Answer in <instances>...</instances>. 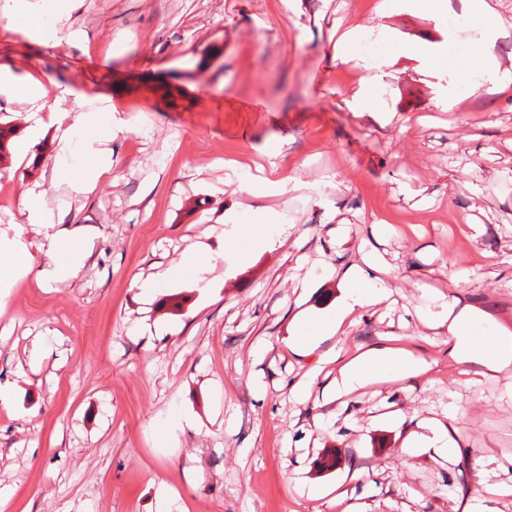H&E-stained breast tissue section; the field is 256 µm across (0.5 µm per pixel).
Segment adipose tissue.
<instances>
[{"mask_svg": "<svg viewBox=\"0 0 512 512\" xmlns=\"http://www.w3.org/2000/svg\"><path fill=\"white\" fill-rule=\"evenodd\" d=\"M382 264L380 255L368 252L360 263L337 269L336 276L345 285L346 293L337 303L333 316L298 328L291 343L297 355L310 354L321 342L340 333L347 318L390 298L391 288L378 276ZM417 319L427 327L446 330L448 355L454 362L466 364L465 374L469 379L479 380L512 367V332L494 323L484 310L462 302L460 297L435 294L431 306L418 313ZM483 323L488 324V331H480ZM323 358L340 364L328 388L329 398L339 403L366 386L387 380L418 379L431 370L424 358L382 342L348 362L343 361L341 351L332 349L325 352ZM459 411L456 402L451 401L443 407L440 416L418 418L414 430L408 431L402 443V452L410 454L422 448L431 451L433 461L456 462L458 446L447 423L455 419ZM511 468L512 461L491 452L484 454L463 512H496V501L511 499L512 483L500 478L502 472Z\"/></svg>", "mask_w": 512, "mask_h": 512, "instance_id": "ef3b65f1", "label": "adipose tissue"}]
</instances>
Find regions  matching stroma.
I'll list each match as a JSON object with an SVG mask.
<instances>
[{"label": "stroma", "instance_id": "stroma-1", "mask_svg": "<svg viewBox=\"0 0 512 512\" xmlns=\"http://www.w3.org/2000/svg\"><path fill=\"white\" fill-rule=\"evenodd\" d=\"M23 4L63 25L47 39L0 13V81H38L61 104L42 120L0 90V120L20 125L0 163V239L34 260L23 292L0 287V512H448L481 455L512 456V371L472 385L447 334L400 324L424 285L512 329V88L470 57L479 30L463 0L434 15L398 0ZM213 42L222 56L199 68ZM362 90L378 113L354 111ZM78 112L97 118L61 152ZM99 142L111 166L78 192ZM33 185L36 222L21 205ZM265 212L286 231L257 251ZM340 224L356 242L342 252ZM50 234L81 254L62 282L40 276L68 260L46 253ZM363 248L384 259L392 300L345 326L344 358L392 333L432 369L340 406L323 397L335 365L297 357L288 338L297 318L334 307L325 265ZM192 251L200 266L183 265ZM314 368L295 402L291 383ZM452 397L449 468L400 454L401 429L369 421ZM334 453L340 464L321 468ZM353 466L361 480L336 492ZM304 482L330 493L308 498Z\"/></svg>", "mask_w": 512, "mask_h": 512}]
</instances>
